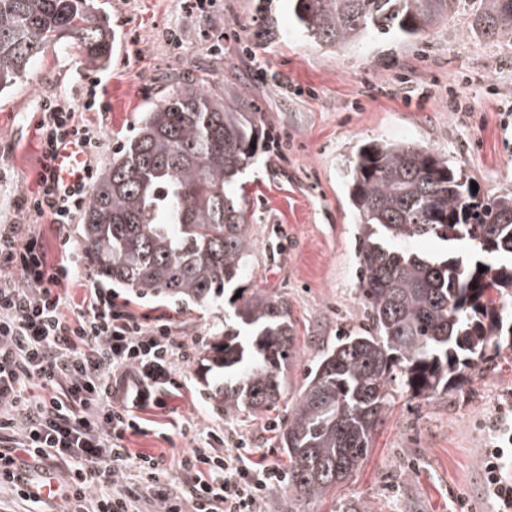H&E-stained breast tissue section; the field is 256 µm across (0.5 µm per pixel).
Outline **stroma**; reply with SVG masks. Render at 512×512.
<instances>
[{
	"instance_id": "obj_1",
	"label": "stroma",
	"mask_w": 512,
	"mask_h": 512,
	"mask_svg": "<svg viewBox=\"0 0 512 512\" xmlns=\"http://www.w3.org/2000/svg\"><path fill=\"white\" fill-rule=\"evenodd\" d=\"M114 42L110 60L86 64L77 51L48 49L27 81L0 96V224L35 225L49 262L61 256L48 218L20 212L18 195H33L41 170L40 104L74 100L83 77L101 80L106 112L80 121L111 137L101 164L136 135L159 93L156 80L172 68L209 65L228 89H244L264 146L246 175L253 213L251 264L244 285L287 301L299 354L286 372L276 410L225 419L210 400L198 361H191L165 408L141 411V430L127 433L132 452L163 456L166 486H181L176 462L205 444L212 430L242 436L279 469L288 457L276 431L311 363L339 337L368 321L358 292L354 217L342 171L356 146L374 139L410 141L447 154L469 173L477 195L512 190V46H492L472 29L468 0L412 42L370 40L338 51L308 42L295 28L291 0H99ZM274 21L272 39L257 38ZM468 111L448 109V92ZM138 313L169 316L201 353L224 326L223 306L199 307L151 295ZM472 384L430 401L399 394L373 437L363 468L335 499L317 507L366 504L370 512H494L484 490L481 459L504 409L512 407V347L494 365L476 368Z\"/></svg>"
}]
</instances>
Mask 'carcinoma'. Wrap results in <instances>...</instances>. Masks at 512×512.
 Returning <instances> with one entry per match:
<instances>
[{"instance_id": "1", "label": "carcinoma", "mask_w": 512, "mask_h": 512, "mask_svg": "<svg viewBox=\"0 0 512 512\" xmlns=\"http://www.w3.org/2000/svg\"><path fill=\"white\" fill-rule=\"evenodd\" d=\"M462 3L293 0V13L309 42L341 49L371 37L410 41ZM476 25L487 42L512 44V0H478ZM57 44L94 65L109 59L112 29L94 0H0V95ZM244 110L214 76L164 78L82 215L99 280L199 306L227 301L224 332L201 364L215 373L211 397L231 419L276 408L283 370L299 353L287 302L242 285L252 248L243 175L261 138ZM344 180L369 327L316 359L288 409L278 438L288 456L282 512L336 497L364 465L394 394L429 401L459 391L466 370L494 364L500 336H512V191L479 200L447 155L389 139L357 146ZM428 239L466 240L474 256L413 248ZM487 256L501 261L487 265Z\"/></svg>"}]
</instances>
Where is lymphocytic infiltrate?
<instances>
[{
    "instance_id": "obj_1",
    "label": "lymphocytic infiltrate",
    "mask_w": 512,
    "mask_h": 512,
    "mask_svg": "<svg viewBox=\"0 0 512 512\" xmlns=\"http://www.w3.org/2000/svg\"><path fill=\"white\" fill-rule=\"evenodd\" d=\"M104 107L92 80L78 106L42 103L38 191L21 204L49 217L60 234L87 205L107 141L79 123L77 112ZM72 139L86 156L85 175L66 187L50 162ZM81 273L72 251L49 263L31 225L0 224V445L8 447L0 452V490L40 503L34 468L58 459L69 465L56 491L63 512H145L154 502L161 512H262L284 476L255 462L243 438L216 432L213 447L190 449L178 463L189 481L171 490L160 482L163 458L126 448V433L141 425L134 409L165 407L193 348L167 320L148 322L108 288H89L83 310L69 312L67 286ZM511 456L512 419L504 415L482 461L499 512H512V478L503 475Z\"/></svg>"
}]
</instances>
